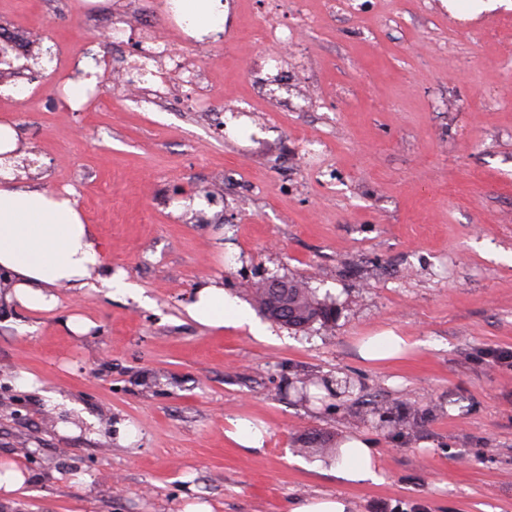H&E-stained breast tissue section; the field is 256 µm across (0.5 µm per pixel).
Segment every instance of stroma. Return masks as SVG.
Segmentation results:
<instances>
[{"mask_svg":"<svg viewBox=\"0 0 512 512\" xmlns=\"http://www.w3.org/2000/svg\"><path fill=\"white\" fill-rule=\"evenodd\" d=\"M220 2L221 38L197 42L165 0H0V25L41 48L0 76V119L35 158L17 179L72 191L151 300L0 305V465L26 476L0 512H289L323 494L512 512V366L494 356L512 350V0ZM114 18L168 32L196 84L170 71L133 99L99 79L70 108L77 60L136 58L107 39ZM207 278L254 317L257 283L302 279L335 318L272 322L266 341L204 327L185 308ZM386 331L407 352L363 361ZM51 393L98 430L48 423ZM235 416L264 422L263 453L225 438ZM353 433L380 483L296 464L304 437Z\"/></svg>","mask_w":512,"mask_h":512,"instance_id":"1","label":"stroma"}]
</instances>
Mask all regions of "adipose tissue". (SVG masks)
Listing matches in <instances>:
<instances>
[{"label":"adipose tissue","mask_w":512,"mask_h":512,"mask_svg":"<svg viewBox=\"0 0 512 512\" xmlns=\"http://www.w3.org/2000/svg\"><path fill=\"white\" fill-rule=\"evenodd\" d=\"M171 12L187 21V32L200 36L223 24L216 0H171ZM27 151L16 129L0 124V301L32 311H50L58 304L57 289L78 295L102 290L107 296H136V285L113 273L92 225L86 224L71 194H58L15 177V166ZM186 312L195 323L213 328L249 326L254 337L267 329L248 323L245 309L218 280H206ZM314 468H328L349 484L379 483L378 455L373 442L351 434L339 443L334 459H318Z\"/></svg>","instance_id":"adipose-tissue-1"}]
</instances>
